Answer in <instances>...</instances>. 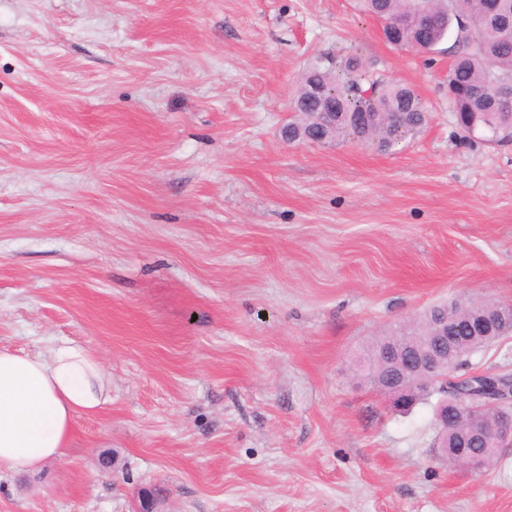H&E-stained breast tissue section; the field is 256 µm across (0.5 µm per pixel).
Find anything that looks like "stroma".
<instances>
[{"label": "stroma", "mask_w": 512, "mask_h": 512, "mask_svg": "<svg viewBox=\"0 0 512 512\" xmlns=\"http://www.w3.org/2000/svg\"><path fill=\"white\" fill-rule=\"evenodd\" d=\"M450 42L358 0H0V348L82 344L112 402L0 512H512L357 379L371 337L460 297L512 305V143L458 127ZM427 111L401 149L289 144L319 55Z\"/></svg>", "instance_id": "35a3bbf8"}]
</instances>
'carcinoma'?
<instances>
[{
	"instance_id": "obj_1",
	"label": "carcinoma",
	"mask_w": 512,
	"mask_h": 512,
	"mask_svg": "<svg viewBox=\"0 0 512 512\" xmlns=\"http://www.w3.org/2000/svg\"><path fill=\"white\" fill-rule=\"evenodd\" d=\"M367 12L397 23L396 38L412 47L437 46L456 31L455 59L448 67V100L458 125L483 141L512 140V0H364ZM432 10L430 23L414 19L418 9ZM469 16L476 24V41L454 23ZM322 92L313 94V82ZM297 112L288 122V137L302 142L307 137L325 138V143L354 142L381 152L397 148L426 123L427 113L411 86L369 74L362 56L349 52L336 58L320 57L301 78L295 97ZM497 306L467 300V306L448 310V334L456 337V372L470 367V357L511 336L512 329L487 331L482 325ZM443 314L440 304L425 308L381 336L367 341L355 356L359 377L377 389L386 374L408 367L415 349L429 340L432 324ZM512 382L508 373L485 372L468 378L474 399L489 394L497 385ZM471 420L468 403L448 425V443L466 430ZM466 451L486 456V470L494 469L504 453L485 448L481 440Z\"/></svg>"
}]
</instances>
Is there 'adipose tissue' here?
<instances>
[{"label":"adipose tissue","mask_w":512,"mask_h":512,"mask_svg":"<svg viewBox=\"0 0 512 512\" xmlns=\"http://www.w3.org/2000/svg\"><path fill=\"white\" fill-rule=\"evenodd\" d=\"M111 401L103 364L75 342L45 355L0 349V473L32 474L64 456L76 418Z\"/></svg>","instance_id":"1"}]
</instances>
